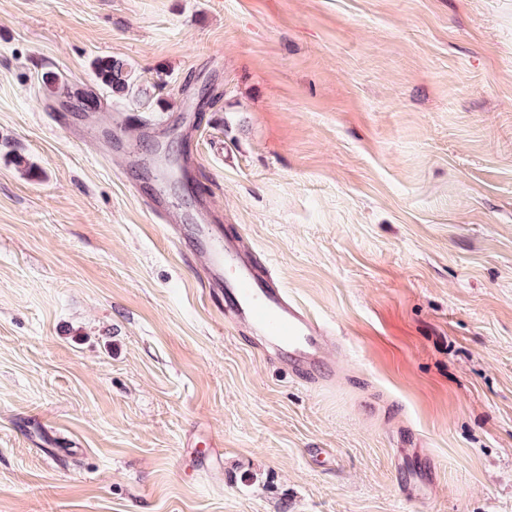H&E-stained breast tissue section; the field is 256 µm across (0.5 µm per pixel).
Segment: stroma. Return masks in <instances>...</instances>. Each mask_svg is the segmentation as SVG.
Listing matches in <instances>:
<instances>
[{"instance_id":"35a3bbf8","label":"stroma","mask_w":512,"mask_h":512,"mask_svg":"<svg viewBox=\"0 0 512 512\" xmlns=\"http://www.w3.org/2000/svg\"><path fill=\"white\" fill-rule=\"evenodd\" d=\"M151 193L332 324V385ZM0 512H512V0H0ZM92 68L99 85L110 91L113 96H128L136 88L138 96L144 99L143 105L150 104L147 88L138 87L132 70L126 67L123 61L112 57H99L93 60Z\"/></svg>"}]
</instances>
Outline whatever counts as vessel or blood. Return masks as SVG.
<instances>
[{
	"instance_id": "b4317fda",
	"label": "vessel or blood",
	"mask_w": 512,
	"mask_h": 512,
	"mask_svg": "<svg viewBox=\"0 0 512 512\" xmlns=\"http://www.w3.org/2000/svg\"><path fill=\"white\" fill-rule=\"evenodd\" d=\"M193 230L200 270L210 288L223 289L225 313L262 333L303 383L330 384L336 363L329 353L327 326L289 298L278 277L240 241L226 237L219 225L206 222Z\"/></svg>"
}]
</instances>
